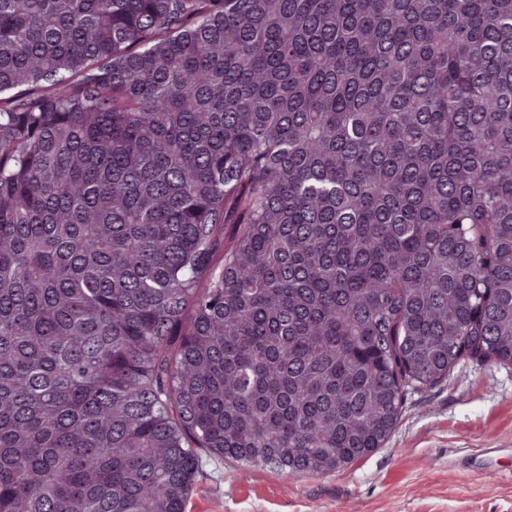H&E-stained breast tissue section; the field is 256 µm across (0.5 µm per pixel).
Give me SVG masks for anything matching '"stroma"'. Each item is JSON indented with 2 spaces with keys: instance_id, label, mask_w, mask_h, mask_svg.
<instances>
[{
  "instance_id": "obj_1",
  "label": "stroma",
  "mask_w": 512,
  "mask_h": 512,
  "mask_svg": "<svg viewBox=\"0 0 512 512\" xmlns=\"http://www.w3.org/2000/svg\"><path fill=\"white\" fill-rule=\"evenodd\" d=\"M197 456L184 512H512V366L461 361L408 396L383 448L337 472Z\"/></svg>"
}]
</instances>
